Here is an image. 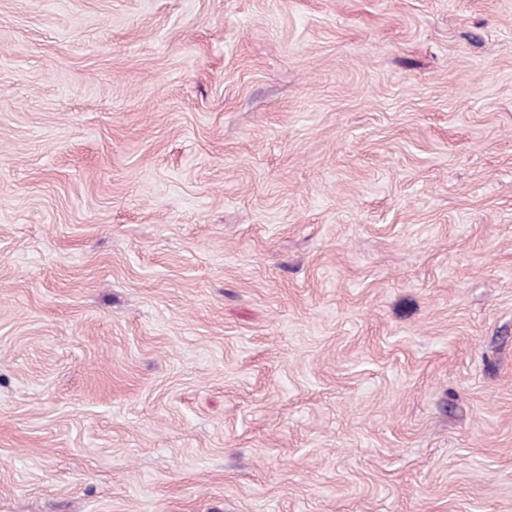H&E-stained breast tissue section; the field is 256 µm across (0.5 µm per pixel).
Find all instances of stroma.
<instances>
[{
  "instance_id": "obj_1",
  "label": "stroma",
  "mask_w": 512,
  "mask_h": 512,
  "mask_svg": "<svg viewBox=\"0 0 512 512\" xmlns=\"http://www.w3.org/2000/svg\"><path fill=\"white\" fill-rule=\"evenodd\" d=\"M0 512H512V0H0Z\"/></svg>"
}]
</instances>
